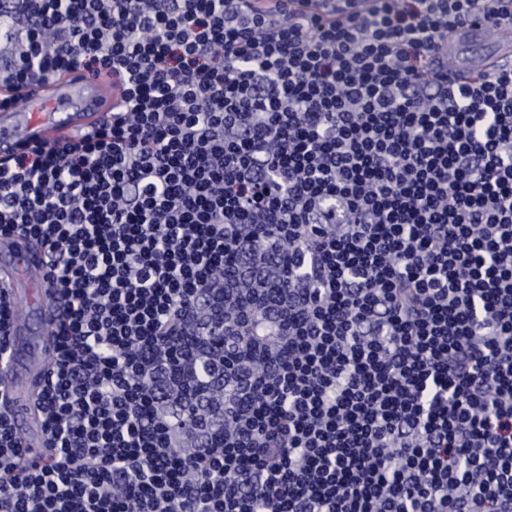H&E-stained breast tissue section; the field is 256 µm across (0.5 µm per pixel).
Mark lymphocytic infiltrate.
Returning <instances> with one entry per match:
<instances>
[{
  "mask_svg": "<svg viewBox=\"0 0 512 512\" xmlns=\"http://www.w3.org/2000/svg\"><path fill=\"white\" fill-rule=\"evenodd\" d=\"M2 14L0 86L114 98L0 159L56 338L0 512H512V64L448 60L512 0ZM490 29L491 26L484 23L458 29L448 39V54L455 55L458 49L465 45L486 42L489 39Z\"/></svg>",
  "mask_w": 512,
  "mask_h": 512,
  "instance_id": "f902f5d3",
  "label": "lymphocytic infiltrate"
}]
</instances>
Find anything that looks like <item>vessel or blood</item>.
Instances as JSON below:
<instances>
[{
  "label": "vessel or blood",
  "mask_w": 512,
  "mask_h": 512,
  "mask_svg": "<svg viewBox=\"0 0 512 512\" xmlns=\"http://www.w3.org/2000/svg\"><path fill=\"white\" fill-rule=\"evenodd\" d=\"M490 27L481 23L458 29L448 40L449 54L487 41ZM112 91L106 79L67 75L55 82L21 91V108L0 112V155L11 154L25 142L72 138L105 117L103 101ZM12 253L21 256V266L7 265L0 281L15 312L10 329L9 359L0 367V392L9 400L11 422L27 458L45 453L42 418L35 395L51 354V308L43 280L44 254L27 238L10 242Z\"/></svg>",
  "instance_id": "1"
}]
</instances>
